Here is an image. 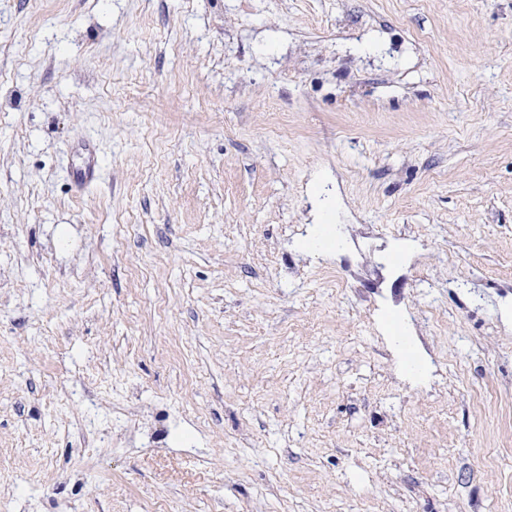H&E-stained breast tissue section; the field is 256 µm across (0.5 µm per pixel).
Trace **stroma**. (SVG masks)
Wrapping results in <instances>:
<instances>
[{
    "label": "stroma",
    "mask_w": 512,
    "mask_h": 512,
    "mask_svg": "<svg viewBox=\"0 0 512 512\" xmlns=\"http://www.w3.org/2000/svg\"><path fill=\"white\" fill-rule=\"evenodd\" d=\"M0 512H512V0H0Z\"/></svg>",
    "instance_id": "35a3bbf8"
}]
</instances>
